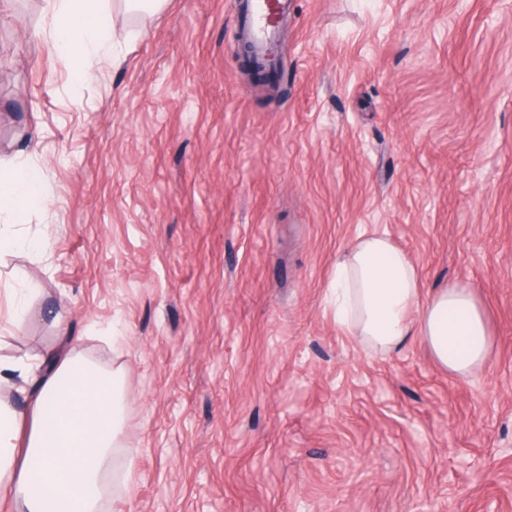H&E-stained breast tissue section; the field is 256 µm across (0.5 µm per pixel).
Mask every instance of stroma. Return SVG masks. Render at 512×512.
<instances>
[{
	"mask_svg": "<svg viewBox=\"0 0 512 512\" xmlns=\"http://www.w3.org/2000/svg\"><path fill=\"white\" fill-rule=\"evenodd\" d=\"M232 3L120 2L82 61L44 0H0V162L47 201L0 230L50 242L0 257V354L65 329L122 368L105 512H512V0H294L285 88L242 70ZM363 232L473 286L482 366L337 326ZM36 290V288H19L14 291L10 321L15 327L20 329L29 320L31 310L26 297L28 294H33Z\"/></svg>",
	"mask_w": 512,
	"mask_h": 512,
	"instance_id": "stroma-1",
	"label": "stroma"
}]
</instances>
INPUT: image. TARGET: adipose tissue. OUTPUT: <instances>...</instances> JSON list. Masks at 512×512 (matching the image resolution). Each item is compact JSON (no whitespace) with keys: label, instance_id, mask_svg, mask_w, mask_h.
Returning a JSON list of instances; mask_svg holds the SVG:
<instances>
[{"label":"adipose tissue","instance_id":"obj_1","mask_svg":"<svg viewBox=\"0 0 512 512\" xmlns=\"http://www.w3.org/2000/svg\"><path fill=\"white\" fill-rule=\"evenodd\" d=\"M49 36L69 58L111 54V0H46ZM43 174L0 167V212L41 207ZM338 324L380 353L420 340L452 373L479 366L492 347L470 286L424 293L410 258L385 235L356 237L336 264ZM123 373L57 336L45 353L0 357V512H103L123 424Z\"/></svg>","mask_w":512,"mask_h":512}]
</instances>
